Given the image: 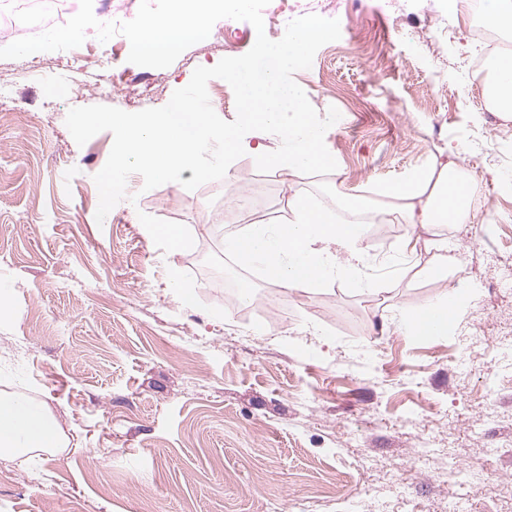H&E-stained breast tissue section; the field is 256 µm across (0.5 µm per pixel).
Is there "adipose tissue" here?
Segmentation results:
<instances>
[{"label":"adipose tissue","mask_w":512,"mask_h":512,"mask_svg":"<svg viewBox=\"0 0 512 512\" xmlns=\"http://www.w3.org/2000/svg\"><path fill=\"white\" fill-rule=\"evenodd\" d=\"M485 94L495 111L512 113V56L492 55L485 62ZM479 184L447 163L377 188V196L398 201L407 224H476L480 217L469 205ZM371 199L342 190L332 207L319 206L305 195L288 202L286 224H250L227 237L226 253L244 266L261 270L288 288L321 285L338 278L366 287L362 270L364 230L360 219ZM454 297L431 302L404 315L400 328L415 336L447 334L458 321ZM48 407L19 394L0 395V459L32 458L67 447Z\"/></svg>","instance_id":"1"}]
</instances>
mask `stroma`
<instances>
[{
  "mask_svg": "<svg viewBox=\"0 0 512 512\" xmlns=\"http://www.w3.org/2000/svg\"><path fill=\"white\" fill-rule=\"evenodd\" d=\"M385 2L336 0L340 39L294 75L317 112L340 113L324 138L336 172L263 173L248 152L193 190L147 191L134 174L101 224L93 177L113 136L77 145L69 109L164 106L196 67L247 53L254 27L236 22L228 39L216 22L164 69L129 63L125 36L103 43L92 29L77 48L0 60L14 87L0 102V393L45 403L70 441L0 460V512H512V287L491 285L512 264V117L486 109L448 0L430 21L415 0ZM111 51L119 81L106 92ZM441 156L477 179L486 221L405 224L377 200L363 244L373 293L341 278L285 288L224 252L250 221L283 222L291 195L332 206L336 190L401 181ZM244 195L260 213L237 210ZM160 224L181 226L188 247L171 252ZM407 237L421 243L399 255ZM440 238L457 260L444 279L425 272ZM203 257L251 280L252 299L203 276ZM451 292L462 314L448 335L399 329L401 312ZM423 437L432 451L418 463ZM472 463L497 487L450 476Z\"/></svg>",
  "mask_w": 512,
  "mask_h": 512,
  "instance_id": "1",
  "label": "stroma"
}]
</instances>
